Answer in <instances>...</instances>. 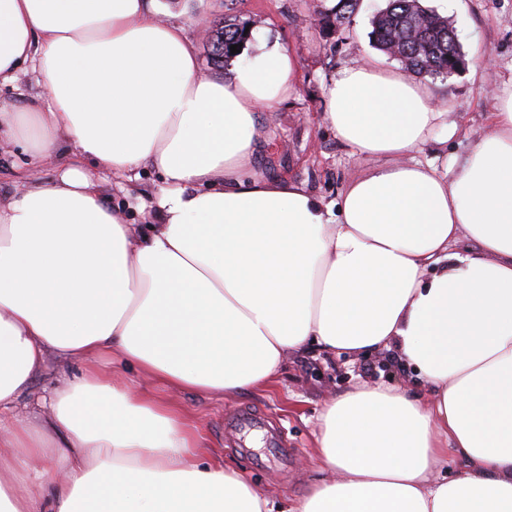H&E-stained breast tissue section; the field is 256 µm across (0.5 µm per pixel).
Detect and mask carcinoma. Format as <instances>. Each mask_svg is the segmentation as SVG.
Here are the masks:
<instances>
[{"label": "carcinoma", "instance_id": "obj_1", "mask_svg": "<svg viewBox=\"0 0 512 512\" xmlns=\"http://www.w3.org/2000/svg\"><path fill=\"white\" fill-rule=\"evenodd\" d=\"M360 0H338L336 7L319 13L320 29L339 28L358 10ZM372 43L379 51L400 61L419 78L452 76L454 58L464 56L455 29L422 0H388L372 18ZM246 25L224 19L213 21L209 35V59L217 67L234 57L230 46L246 40Z\"/></svg>", "mask_w": 512, "mask_h": 512}]
</instances>
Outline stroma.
Returning a JSON list of instances; mask_svg holds the SVG:
<instances>
[{
	"mask_svg": "<svg viewBox=\"0 0 512 512\" xmlns=\"http://www.w3.org/2000/svg\"><path fill=\"white\" fill-rule=\"evenodd\" d=\"M164 19L184 25L196 48L205 76L221 78L228 68L213 66L208 59V36L203 22L224 18L246 23L251 38L244 57H253L268 37L280 38L294 51L299 62L298 88L261 121L269 139L258 163L271 178L302 183L325 203H333L347 185L367 172L368 167L338 141L325 124L323 90L336 72L350 63L367 60L382 69L397 68L371 43V20L387 0H361L357 13L335 33L315 26L317 9L329 0H163ZM426 6L443 8L453 23L465 55L462 71L432 86L448 113V124L432 140L419 146L415 159L442 165L445 159L463 158L473 142L488 127L496 106V95L512 84V0H424ZM100 191L106 202L125 208L130 223H155L153 204L165 184L150 167H142L133 178H118L102 172ZM388 352L362 357H327L311 348L290 355L277 382L268 388L234 398L209 396L191 390L170 388L164 382L142 375L129 367L113 371L99 361L104 372H115L119 380L138 386L182 406L204 429L214 452L252 483L268 491L276 501H293L302 496L316 474L315 431L323 407L351 385L387 382L403 391L421 392L423 383L415 371L391 363ZM261 414L275 427L288 449L280 459L275 448L255 434L240 436L227 424L242 409Z\"/></svg>",
	"mask_w": 512,
	"mask_h": 512,
	"instance_id": "obj_1",
	"label": "stroma"
}]
</instances>
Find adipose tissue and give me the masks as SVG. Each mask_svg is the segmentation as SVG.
I'll return each instance as SVG.
<instances>
[{
    "label": "adipose tissue",
    "mask_w": 512,
    "mask_h": 512,
    "mask_svg": "<svg viewBox=\"0 0 512 512\" xmlns=\"http://www.w3.org/2000/svg\"><path fill=\"white\" fill-rule=\"evenodd\" d=\"M154 13L150 0H0V86L31 65L49 96L0 109V137L58 166L48 182L23 173L0 206V433L21 451L0 459V512H273L207 460L187 412L89 363L19 404L53 355L108 354L232 396L311 342L395 351L431 392L336 397L316 437L328 475L285 512H512V86L446 174L410 159L444 120L428 85L343 67L323 120L372 168L330 205L254 168L261 110L297 90L293 51L265 42L213 79ZM142 166L166 184L145 230L96 176ZM461 234L473 252L450 251ZM452 455L464 469L432 481Z\"/></svg>",
    "instance_id": "adipose-tissue-1"
}]
</instances>
